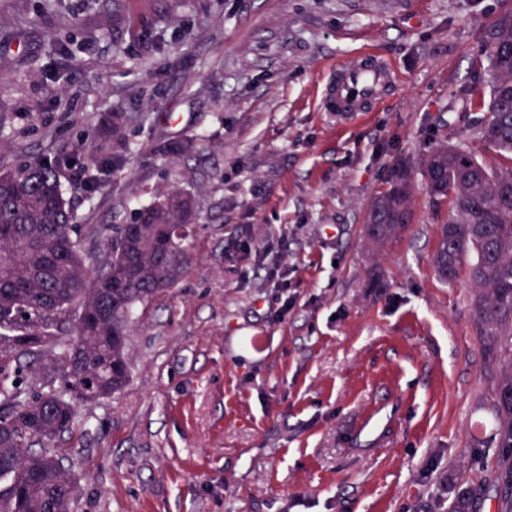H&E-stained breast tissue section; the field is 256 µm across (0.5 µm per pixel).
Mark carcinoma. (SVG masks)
Returning <instances> with one entry per match:
<instances>
[{
	"mask_svg": "<svg viewBox=\"0 0 512 512\" xmlns=\"http://www.w3.org/2000/svg\"><path fill=\"white\" fill-rule=\"evenodd\" d=\"M489 117L481 138L509 162L498 170L441 142L423 162L431 196L450 201L439 225L434 264L476 290L482 339L500 365L493 429L509 461L485 496L512 512V12L490 25ZM69 156L34 158L0 171V512H58L74 476L55 442L74 430L77 405L121 391L130 377L127 328L132 307L181 277L170 264L186 254L189 232L175 233L168 254L156 241L166 227L192 224L180 191H160L131 223L112 225V245L96 275L87 238L75 232L64 199ZM390 188L376 196L364 235L381 246L411 219V166L398 162ZM482 501L457 488L448 512H481Z\"/></svg>",
	"mask_w": 512,
	"mask_h": 512,
	"instance_id": "1",
	"label": "carcinoma"
}]
</instances>
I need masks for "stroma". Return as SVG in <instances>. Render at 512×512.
Instances as JSON below:
<instances>
[{
  "label": "stroma",
  "mask_w": 512,
  "mask_h": 512,
  "mask_svg": "<svg viewBox=\"0 0 512 512\" xmlns=\"http://www.w3.org/2000/svg\"><path fill=\"white\" fill-rule=\"evenodd\" d=\"M507 10L512 0H0V168L95 149L116 115L122 165L91 196L80 170L63 180L94 249L159 190L196 202L181 279L132 309L128 384L79 407L56 443L73 512H437L457 483L477 491L500 473L486 425L496 375L472 288L432 265L449 202L430 196L423 161L446 141L498 164L479 136L482 33ZM367 48L397 80L368 116L337 123L320 109L326 80ZM188 135L189 155L159 148ZM401 160L411 222L369 250L367 206ZM276 256L284 291L267 276ZM374 272L386 288L368 287ZM371 409L378 424L360 431Z\"/></svg>",
  "instance_id": "stroma-1"
}]
</instances>
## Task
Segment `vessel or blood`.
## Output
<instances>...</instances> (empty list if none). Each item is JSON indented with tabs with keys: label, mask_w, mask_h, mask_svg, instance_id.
Here are the masks:
<instances>
[{
	"label": "vessel or blood",
	"mask_w": 512,
	"mask_h": 512,
	"mask_svg": "<svg viewBox=\"0 0 512 512\" xmlns=\"http://www.w3.org/2000/svg\"><path fill=\"white\" fill-rule=\"evenodd\" d=\"M394 81L392 64L373 50H364L355 60L331 72L321 109L335 113L340 122L360 118L370 111Z\"/></svg>",
	"instance_id": "1"
}]
</instances>
